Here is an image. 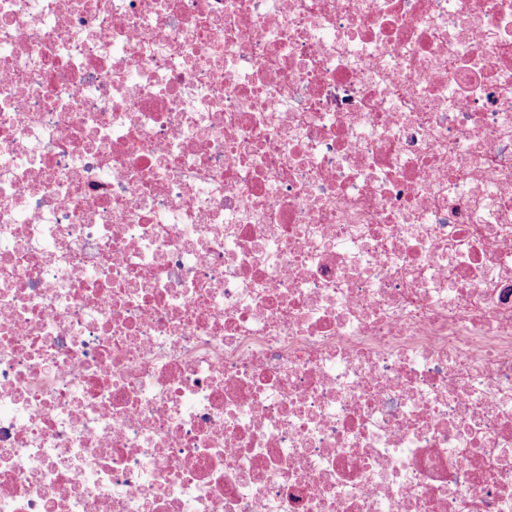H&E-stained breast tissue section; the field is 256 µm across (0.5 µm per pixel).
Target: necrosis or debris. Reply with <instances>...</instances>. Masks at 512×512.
<instances>
[{"instance_id":"obj_1","label":"necrosis or debris","mask_w":512,"mask_h":512,"mask_svg":"<svg viewBox=\"0 0 512 512\" xmlns=\"http://www.w3.org/2000/svg\"><path fill=\"white\" fill-rule=\"evenodd\" d=\"M0 512H512V0H0Z\"/></svg>"}]
</instances>
